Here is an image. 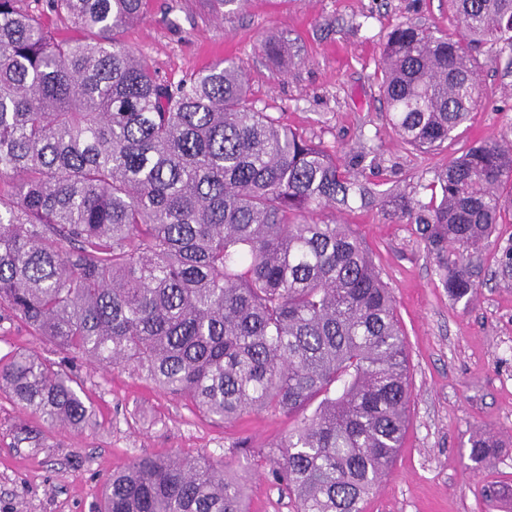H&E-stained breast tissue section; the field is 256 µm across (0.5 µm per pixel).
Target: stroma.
<instances>
[{"mask_svg": "<svg viewBox=\"0 0 512 512\" xmlns=\"http://www.w3.org/2000/svg\"><path fill=\"white\" fill-rule=\"evenodd\" d=\"M405 20L437 34L455 31L448 0H245L222 16L208 0H148L143 18L119 39L166 81L232 59L247 73L257 108L345 161L380 147L382 167L365 169L361 179L384 190L417 189L427 199L437 169L474 140L512 131V52L491 44L476 50L481 96L468 123L440 149L415 151L387 126L375 78L387 33ZM277 35L291 44L288 61L261 49ZM336 220L363 239L391 288L409 358L403 445L364 512H512V270L501 261L512 246V220L496 226L466 302L449 298L416 225L391 222L378 206ZM18 351L64 357L21 321L0 322V358ZM70 368L94 412L85 431L58 426L43 429L38 444L18 442L20 427L34 418L0 392V512H91L102 481L133 457L205 450L242 470L250 512H293L267 463L230 452L242 440L267 445L287 431V418L253 412L225 424L130 370L83 360ZM477 431L497 442L479 465L468 459Z\"/></svg>", "mask_w": 512, "mask_h": 512, "instance_id": "35a3bbf8", "label": "stroma"}]
</instances>
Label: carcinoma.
<instances>
[{"label": "carcinoma", "mask_w": 512, "mask_h": 512, "mask_svg": "<svg viewBox=\"0 0 512 512\" xmlns=\"http://www.w3.org/2000/svg\"><path fill=\"white\" fill-rule=\"evenodd\" d=\"M18 2L0 0V321L210 418L288 416L263 456L296 512H363L401 447L406 341L362 240L316 213L364 206L371 189L257 108L234 62L159 79L116 41L147 0H48L86 41ZM448 5L456 37L401 22L378 65L387 124L419 151L468 122L473 49H512V0ZM264 50L291 47L274 36ZM431 187L427 202L393 196V215L419 226L461 301L512 191V140L474 142ZM78 388L36 354L0 359V390L49 427L89 424ZM492 447L474 434L470 459ZM246 497L222 458L142 455L105 480L100 512H247Z\"/></svg>", "instance_id": "carcinoma-1"}]
</instances>
